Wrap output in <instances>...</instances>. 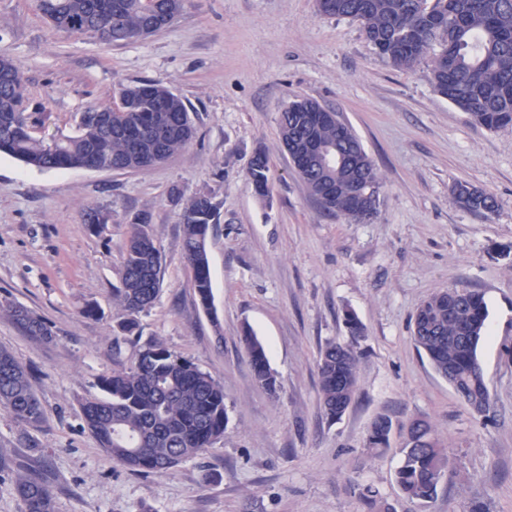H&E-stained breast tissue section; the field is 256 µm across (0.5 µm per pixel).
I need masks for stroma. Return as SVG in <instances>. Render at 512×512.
Here are the masks:
<instances>
[{
	"mask_svg": "<svg viewBox=\"0 0 512 512\" xmlns=\"http://www.w3.org/2000/svg\"><path fill=\"white\" fill-rule=\"evenodd\" d=\"M0 54L19 63L38 135L71 133L74 116L112 104L119 85L163 80L181 95L194 141L148 171H42L0 154V302L23 304L54 331L29 336L0 314V349L33 372L45 421L23 427L0 410V512H21L17 474L43 479L56 512H363L353 482L395 505L398 447L371 451V422L394 432L433 421L451 460L427 512H512V127L471 122L427 78L383 60L359 24L320 16L314 0H184L169 28L105 44L55 32L36 0H0ZM310 98L340 112L381 181L377 217L356 223L325 213L295 174L279 136L282 110ZM270 158L271 191L246 176L256 146ZM493 193L495 214L461 208L455 184ZM184 196L221 204L208 238L215 316L192 287L182 249ZM146 210L162 255L161 291L121 334L112 286L129 216ZM92 211L108 223L88 224ZM484 295L478 349L490 393L475 413L417 350V306L440 288ZM99 308L85 315L86 305ZM365 328L359 398L338 421L320 406L317 359L346 340L344 310ZM250 326L280 382L271 397L253 379L240 341ZM156 338L224 387L223 440L165 473L114 462L85 426L81 401L98 379L131 365Z\"/></svg>",
	"mask_w": 512,
	"mask_h": 512,
	"instance_id": "stroma-1",
	"label": "stroma"
}]
</instances>
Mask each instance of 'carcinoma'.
<instances>
[{"label": "carcinoma", "mask_w": 512, "mask_h": 512, "mask_svg": "<svg viewBox=\"0 0 512 512\" xmlns=\"http://www.w3.org/2000/svg\"><path fill=\"white\" fill-rule=\"evenodd\" d=\"M325 16L350 18L359 23L378 54L393 66L413 69L430 57L429 79L434 89L476 124L488 130L512 126V0H329ZM37 7L53 27L65 34L98 33L118 22L106 41H127L139 36L148 13L166 8L178 17L183 0H37ZM22 67L0 56V153L41 170L81 167L93 154L99 168L115 172L127 167L131 151L120 130L136 125L143 155L157 156L163 164L184 150L195 136L188 107L165 84L144 80L123 85L109 106L79 114L76 133L45 139L35 134V121L24 106ZM321 104L296 99L280 114L281 141L294 142L301 155L312 143L339 148L348 156L340 167L325 168L312 160L296 159V174L323 210L364 223L379 213L381 182L373 161L352 127L344 120L321 119ZM270 160L256 147L247 176L255 193L270 194ZM454 197L464 209L490 215L498 209L493 194L467 182L455 185ZM183 250L192 270V287L201 306L214 315L208 249L199 238L220 223L221 203L209 191L180 198ZM120 285L112 289L120 309L119 330L131 335L138 315L149 311L160 291L161 253L152 232V216L139 211L128 219ZM0 313L41 339L53 336L52 327L26 307L0 302ZM488 308L483 294L468 288H448L431 294L418 307L413 337L435 371L479 413L475 401L489 397L478 361L485 336ZM349 343H329L318 362L321 406L331 421L346 412L341 403L358 395L360 354L355 343L364 328L351 311L345 312ZM255 381L269 394L277 392L264 345L249 327L240 337ZM103 396L82 402L86 428L112 459L141 473L172 469L193 459L224 437L228 413L224 387L193 362L174 355L162 342L150 339L129 367L115 369L98 382ZM22 426L44 421L42 404L34 393L29 373L15 356L0 350V410ZM392 422L376 418L367 447H390ZM396 482L405 497L421 505L431 503L448 469V448L426 420L415 421L402 447ZM365 512H394L371 484L353 483ZM21 512H55L50 488L30 475L17 478Z\"/></svg>", "instance_id": "carcinoma-1"}]
</instances>
